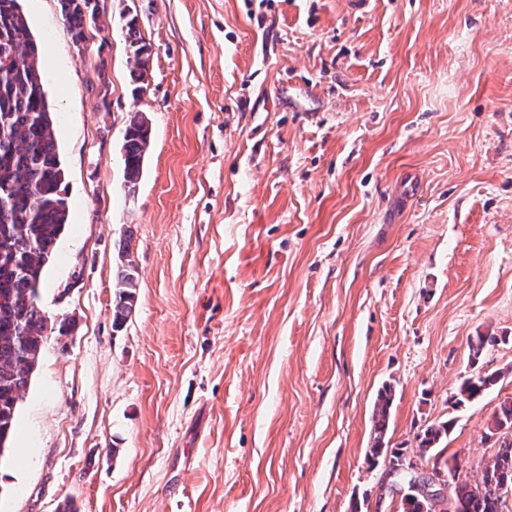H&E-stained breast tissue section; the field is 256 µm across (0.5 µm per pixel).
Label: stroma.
<instances>
[{
    "instance_id": "1",
    "label": "stroma",
    "mask_w": 512,
    "mask_h": 512,
    "mask_svg": "<svg viewBox=\"0 0 512 512\" xmlns=\"http://www.w3.org/2000/svg\"><path fill=\"white\" fill-rule=\"evenodd\" d=\"M20 4L69 207L39 304L76 327L42 349L0 512H392L385 384L390 447L453 420L444 455L480 479L512 397V0H108L80 59L59 0ZM479 369L498 384L457 404ZM127 31L130 39V45L133 48V55L135 58V70L133 74L135 80H144L145 73L147 72V66L151 55L150 47L141 37L137 36V21L135 17L130 18L127 23ZM151 141L149 119L140 113L130 117L124 136L123 176L128 191H135L140 182L143 162ZM129 245H120L117 269L118 291L112 301V326L118 331L132 314L136 301L139 273L136 265L129 259Z\"/></svg>"
}]
</instances>
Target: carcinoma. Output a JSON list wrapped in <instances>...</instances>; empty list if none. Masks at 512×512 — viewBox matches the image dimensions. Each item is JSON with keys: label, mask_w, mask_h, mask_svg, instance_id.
<instances>
[{"label": "carcinoma", "mask_w": 512, "mask_h": 512, "mask_svg": "<svg viewBox=\"0 0 512 512\" xmlns=\"http://www.w3.org/2000/svg\"><path fill=\"white\" fill-rule=\"evenodd\" d=\"M63 17L75 43L86 41V28L96 22L88 0H60ZM135 58L133 74L144 80L151 55L137 36V21L127 23ZM39 46L19 0H0V462L12 452L16 416L39 364L47 338L68 336L74 322H59L45 315L38 289L58 239L68 224L69 209L62 185V166L54 113L37 64ZM151 141L149 119L130 117L124 136L123 176L128 192L140 182ZM119 289L112 301V326L118 330L132 314L139 273L129 259V245L119 248ZM500 375L478 373L459 387L456 404L470 402L495 386ZM393 387L383 386L372 412L373 442L369 457L394 467L412 459L423 469L449 477L450 502L439 512H505L507 489H512V397L497 407L488 437L499 443L494 457L471 483L459 479V465L450 464L443 450L453 421L429 423L416 435V448L407 453L387 448L385 435L393 403Z\"/></svg>", "instance_id": "cac0c4a2"}]
</instances>
